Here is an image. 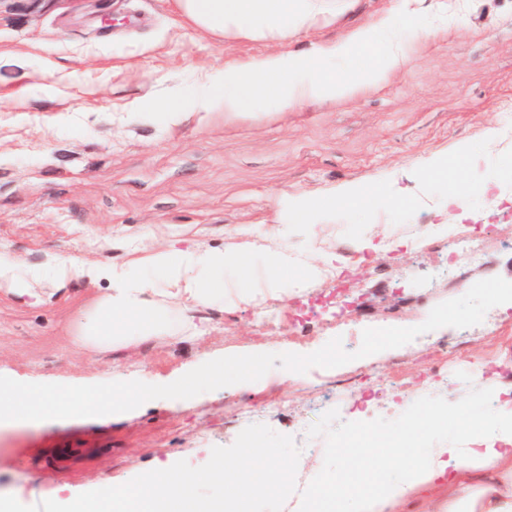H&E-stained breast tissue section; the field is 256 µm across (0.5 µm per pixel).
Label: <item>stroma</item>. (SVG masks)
Here are the masks:
<instances>
[{"mask_svg":"<svg viewBox=\"0 0 512 512\" xmlns=\"http://www.w3.org/2000/svg\"><path fill=\"white\" fill-rule=\"evenodd\" d=\"M397 4L350 0L335 26L301 32L295 44L336 39ZM279 48L198 28L183 18L178 0H0V246L23 267L36 269L53 257L119 266L144 247L175 240L230 252L249 243L262 259L280 241L261 232L287 223L291 199L319 204L344 185L367 181L400 191V208L337 212L311 240H293L294 253L305 260L321 251L344 256L366 224L413 243L398 256L376 254L384 271L366 272L357 283L360 307L346 326H313L299 342L287 316L313 290L291 291L286 270L278 292L263 299L282 316L276 329H261L255 303L239 302L201 309L202 337L104 353L78 350L70 337L106 280L47 282L35 300L0 292V376L163 385L229 355L309 354L336 337L353 352L363 330L382 321L423 323L437 304L459 297L460 279L512 281V135L501 132L504 117L512 116V0H453L447 30L420 44L403 72L345 103L234 116L190 111L178 124L159 106L173 90L191 95L204 74L228 60ZM490 127L498 136L486 153ZM461 142L480 147L464 168L474 182L470 200L486 216L458 227L486 241L488 262L480 270L451 257L452 234L429 247L418 242L423 226L439 223L433 207L453 188L430 181L422 162ZM499 159L508 166L488 198L475 182ZM480 358L490 369L512 372V308L499 305L478 325L443 327L336 368L294 374L284 384L277 366L255 382L125 413L2 422L0 495L34 506L54 498L62 483L74 497L105 482L126 483L170 459L195 462V450L233 444L239 408L264 410L265 424L278 433L311 432L318 446L310 463L329 469L343 455L353 481L365 453L352 438L399 422L396 380H427L443 363L449 377L465 375ZM372 371L391 388L378 395L367 388ZM340 391L375 403L368 414L324 420Z\"/></svg>","mask_w":512,"mask_h":512,"instance_id":"1","label":"stroma"}]
</instances>
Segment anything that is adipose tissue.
Here are the masks:
<instances>
[{"label":"adipose tissue","instance_id":"ef3b65f1","mask_svg":"<svg viewBox=\"0 0 512 512\" xmlns=\"http://www.w3.org/2000/svg\"><path fill=\"white\" fill-rule=\"evenodd\" d=\"M178 5L197 27L243 40L289 38L336 20L327 0H178ZM404 11V24L394 13L384 12L333 42L314 43L304 50L288 47L225 64L223 76L209 92L195 97L194 109L209 112L219 104L225 113L237 115L352 100L402 71L415 45L433 34L430 17L409 4ZM380 200L379 187L369 182L342 187L325 205L331 212H370ZM275 232L285 244L264 275L254 257L244 252L171 246L150 248L109 271L55 258L48 263L47 274L56 283L75 276L109 283L93 306L80 314L74 338L79 347L130 348L168 335L192 339L204 332L196 321L200 309L246 300L240 283H251L253 292L263 293L281 270L297 268L301 274L291 285L301 289L333 269L336 256L331 252L299 265L286 244V226H277ZM485 392L493 404L468 414L467 424L474 432L470 440L422 448L411 466L395 460L391 450L370 452L361 482L323 476L299 500V512H391L413 495L442 486L448 489V499L441 512H512V388L489 382Z\"/></svg>","mask_w":512,"mask_h":512}]
</instances>
